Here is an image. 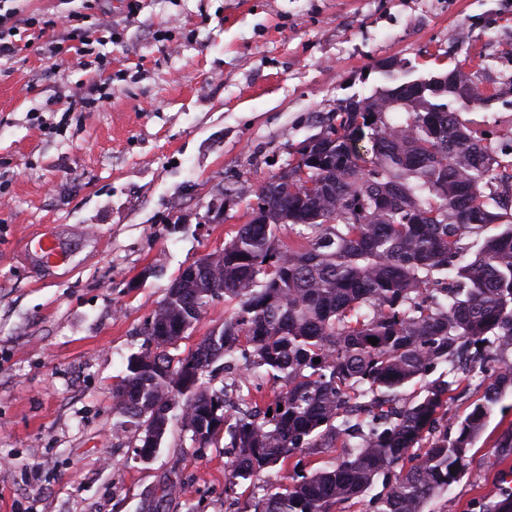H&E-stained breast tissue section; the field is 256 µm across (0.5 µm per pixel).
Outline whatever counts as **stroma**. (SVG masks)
Returning a JSON list of instances; mask_svg holds the SVG:
<instances>
[{
  "label": "stroma",
  "instance_id": "1",
  "mask_svg": "<svg viewBox=\"0 0 512 512\" xmlns=\"http://www.w3.org/2000/svg\"><path fill=\"white\" fill-rule=\"evenodd\" d=\"M43 19L82 16L112 35L96 56L47 57L55 31L0 61V512H254L262 487L311 472L301 453L260 480L228 479L230 449L170 427L142 462L141 433L112 391L144 321L182 268L223 248L255 193L330 112L385 88L384 62L411 80L463 67L481 102L455 103L499 150L512 139V0H0ZM110 77L107 99L71 91ZM42 110L47 127L30 114ZM60 224L83 233L70 263L35 277L23 246ZM235 309L211 302L186 355ZM496 406L468 471L424 512H480L512 471ZM178 498L165 500L166 484Z\"/></svg>",
  "mask_w": 512,
  "mask_h": 512
}]
</instances>
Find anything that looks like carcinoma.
<instances>
[{"mask_svg":"<svg viewBox=\"0 0 512 512\" xmlns=\"http://www.w3.org/2000/svg\"><path fill=\"white\" fill-rule=\"evenodd\" d=\"M384 76L395 87L356 101L357 112L338 105L318 142L301 145L260 188L263 223L240 225L210 253L209 277L167 289L153 321L171 330L194 325L215 299L238 308L184 357L169 353L182 340L172 335L144 337L128 358L113 401L143 433L142 462L153 458L149 436L161 445L178 409L197 447L228 438L235 480L254 481L305 450L346 449L270 486L255 512H333L354 499L363 512H424L470 465L471 448L512 391V148L489 150L437 101L462 99L464 87L476 100L461 69L443 76L438 92L393 70ZM492 225L503 230L483 235ZM282 227L297 240L284 244ZM240 357L247 389L261 391L266 377L282 387L233 419L224 390L202 379L218 360ZM441 363L450 374L461 364L495 366L451 440L436 430L456 381L427 380ZM379 479L385 491L365 501ZM483 512H512V490Z\"/></svg>","mask_w":512,"mask_h":512,"instance_id":"1","label":"carcinoma"}]
</instances>
